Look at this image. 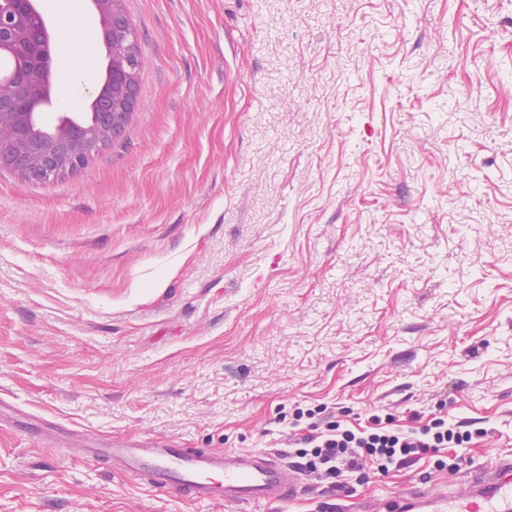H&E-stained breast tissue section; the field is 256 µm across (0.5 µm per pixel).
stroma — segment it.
Listing matches in <instances>:
<instances>
[{"instance_id": "35a3bbf8", "label": "stroma", "mask_w": 512, "mask_h": 512, "mask_svg": "<svg viewBox=\"0 0 512 512\" xmlns=\"http://www.w3.org/2000/svg\"><path fill=\"white\" fill-rule=\"evenodd\" d=\"M144 57L77 171L0 168V512H237L85 449L287 454L281 415L448 418L512 458V0H123ZM424 458L319 512L421 475Z\"/></svg>"}]
</instances>
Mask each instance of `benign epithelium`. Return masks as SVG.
I'll use <instances>...</instances> for the list:
<instances>
[{
	"label": "benign epithelium",
	"mask_w": 512,
	"mask_h": 512,
	"mask_svg": "<svg viewBox=\"0 0 512 512\" xmlns=\"http://www.w3.org/2000/svg\"><path fill=\"white\" fill-rule=\"evenodd\" d=\"M107 49L105 80L89 111L49 123L51 34L39 0H0V57L12 60L0 78V168L47 181L82 167L125 127L143 65L137 33L122 0H92Z\"/></svg>",
	"instance_id": "1"
}]
</instances>
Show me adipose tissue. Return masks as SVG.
<instances>
[{"label":"adipose tissue","mask_w":512,"mask_h":512,"mask_svg":"<svg viewBox=\"0 0 512 512\" xmlns=\"http://www.w3.org/2000/svg\"><path fill=\"white\" fill-rule=\"evenodd\" d=\"M61 36L69 47L68 66L73 85L72 91L64 97L62 104L73 109L79 106L93 69V47L87 35V20L80 0H71Z\"/></svg>","instance_id":"obj_1"}]
</instances>
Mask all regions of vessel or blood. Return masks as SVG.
I'll return each mask as SVG.
<instances>
[{
    "label": "vessel or blood",
    "mask_w": 512,
    "mask_h": 512,
    "mask_svg": "<svg viewBox=\"0 0 512 512\" xmlns=\"http://www.w3.org/2000/svg\"><path fill=\"white\" fill-rule=\"evenodd\" d=\"M90 456L111 458L138 486L174 490L193 502L221 501L232 506L290 503L304 483L298 470L268 451L212 453L179 447L177 442L146 444L116 437ZM358 512H512V460L490 470L466 474L458 489L420 479L398 493L359 503Z\"/></svg>",
    "instance_id": "1"
}]
</instances>
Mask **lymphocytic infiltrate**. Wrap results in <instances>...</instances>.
<instances>
[{"label":"lymphocytic infiltrate","mask_w":512,"mask_h":512,"mask_svg":"<svg viewBox=\"0 0 512 512\" xmlns=\"http://www.w3.org/2000/svg\"><path fill=\"white\" fill-rule=\"evenodd\" d=\"M315 416L312 409L295 412L296 429L288 436V446L298 469L331 486L344 475L363 480L384 475L401 460H418L487 434L483 428L472 432L449 426L440 417L405 430L374 414L366 427L354 431L334 420L315 423Z\"/></svg>","instance_id":"lymphocytic-infiltrate-1"}]
</instances>
